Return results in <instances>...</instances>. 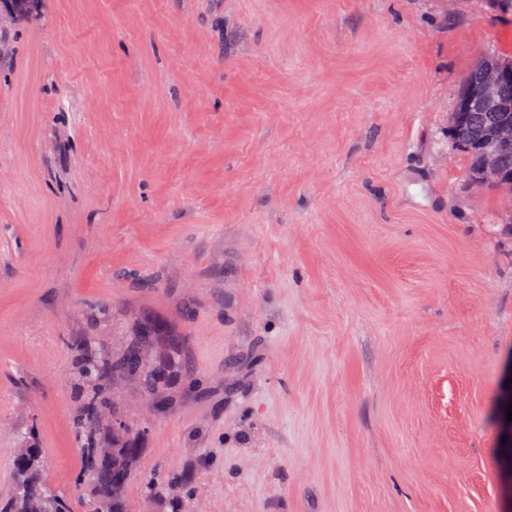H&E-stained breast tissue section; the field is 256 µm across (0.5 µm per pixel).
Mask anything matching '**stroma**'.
Here are the masks:
<instances>
[{
	"mask_svg": "<svg viewBox=\"0 0 512 512\" xmlns=\"http://www.w3.org/2000/svg\"><path fill=\"white\" fill-rule=\"evenodd\" d=\"M5 32L0 503L37 448L90 512L92 397L129 512H512V195L448 135L512 12L40 0Z\"/></svg>",
	"mask_w": 512,
	"mask_h": 512,
	"instance_id": "stroma-1",
	"label": "stroma"
}]
</instances>
